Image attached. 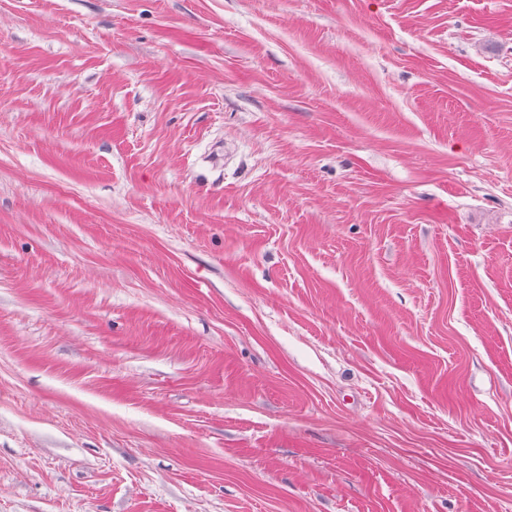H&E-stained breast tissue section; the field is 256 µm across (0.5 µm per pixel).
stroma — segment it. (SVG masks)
<instances>
[{"label":"stroma","mask_w":512,"mask_h":512,"mask_svg":"<svg viewBox=\"0 0 512 512\" xmlns=\"http://www.w3.org/2000/svg\"><path fill=\"white\" fill-rule=\"evenodd\" d=\"M0 512H512V0H0Z\"/></svg>","instance_id":"35a3bbf8"}]
</instances>
